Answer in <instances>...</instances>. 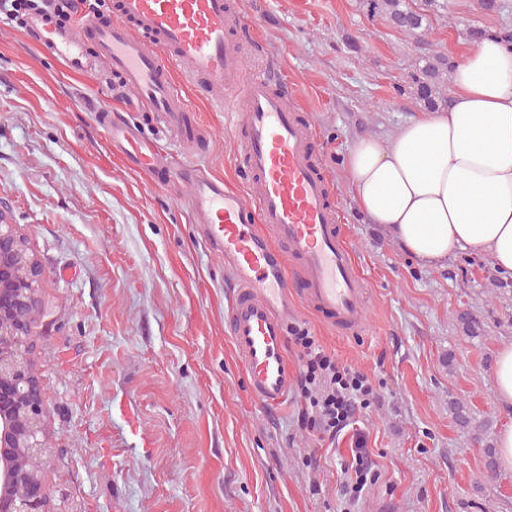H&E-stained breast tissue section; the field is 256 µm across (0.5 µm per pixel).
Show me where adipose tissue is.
<instances>
[{
    "mask_svg": "<svg viewBox=\"0 0 512 512\" xmlns=\"http://www.w3.org/2000/svg\"><path fill=\"white\" fill-rule=\"evenodd\" d=\"M453 86L446 110L410 119L386 142L358 138L346 180L370 222L421 264L472 248L512 277V43L484 37Z\"/></svg>",
    "mask_w": 512,
    "mask_h": 512,
    "instance_id": "ef3b65f1",
    "label": "adipose tissue"
}]
</instances>
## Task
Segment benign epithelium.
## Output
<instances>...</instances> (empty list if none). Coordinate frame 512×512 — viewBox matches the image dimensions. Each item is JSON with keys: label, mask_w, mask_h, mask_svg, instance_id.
Instances as JSON below:
<instances>
[{"label": "benign epithelium", "mask_w": 512, "mask_h": 512, "mask_svg": "<svg viewBox=\"0 0 512 512\" xmlns=\"http://www.w3.org/2000/svg\"><path fill=\"white\" fill-rule=\"evenodd\" d=\"M42 274L0 205V512H49L37 470L45 405L28 343Z\"/></svg>", "instance_id": "obj_1"}]
</instances>
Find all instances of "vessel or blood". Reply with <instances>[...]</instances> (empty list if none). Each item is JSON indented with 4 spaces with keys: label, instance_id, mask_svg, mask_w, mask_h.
Wrapping results in <instances>:
<instances>
[{
    "label": "vessel or blood",
    "instance_id": "1",
    "mask_svg": "<svg viewBox=\"0 0 512 512\" xmlns=\"http://www.w3.org/2000/svg\"><path fill=\"white\" fill-rule=\"evenodd\" d=\"M243 24L228 0H117L111 20L87 19L79 34L59 32L45 48L75 66L107 62L187 150H195L197 136L186 88L202 92L241 129L238 161L250 184L235 192L192 162L162 165L154 140L112 123L108 110L99 113L113 152L130 168L189 185L193 221L235 281L226 326L247 366L248 388L264 406L277 407L294 377L287 357L293 278L304 284L300 300L308 309L348 331L364 326L365 283L336 230L337 214L312 156L314 134L298 122L294 94L273 89L263 70L242 77L230 31Z\"/></svg>",
    "mask_w": 512,
    "mask_h": 512
}]
</instances>
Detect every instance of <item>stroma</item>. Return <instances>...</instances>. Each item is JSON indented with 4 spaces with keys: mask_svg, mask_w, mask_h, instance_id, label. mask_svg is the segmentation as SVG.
<instances>
[{
    "mask_svg": "<svg viewBox=\"0 0 512 512\" xmlns=\"http://www.w3.org/2000/svg\"><path fill=\"white\" fill-rule=\"evenodd\" d=\"M231 2L251 24L243 73L275 55L368 284L361 333L303 307L292 322L371 376L378 401L320 441L294 424L297 392L277 409L253 396L225 326L224 258L190 222L189 186L128 167L97 110L130 118L173 167L184 158L178 134L118 93L102 66L72 70L20 22L0 19V207L43 268L30 339L47 407L40 474L51 512H512V468L488 480L484 453L512 425L492 380L499 350L512 345V277L492 286L490 256L470 249L420 264L368 221L342 167L358 137L390 139L424 111L399 91L421 68L420 49L362 0ZM500 2L497 12L479 0L431 9L434 50L458 63L474 46L470 29L512 31V0ZM187 99L209 141L194 164L244 191L238 136L223 112L195 92ZM466 310L480 336L457 321ZM456 399L486 431L456 424ZM355 448L368 449L380 476L348 510L340 465Z\"/></svg>",
    "mask_w": 512,
    "mask_h": 512,
    "instance_id": "1",
    "label": "stroma"
}]
</instances>
